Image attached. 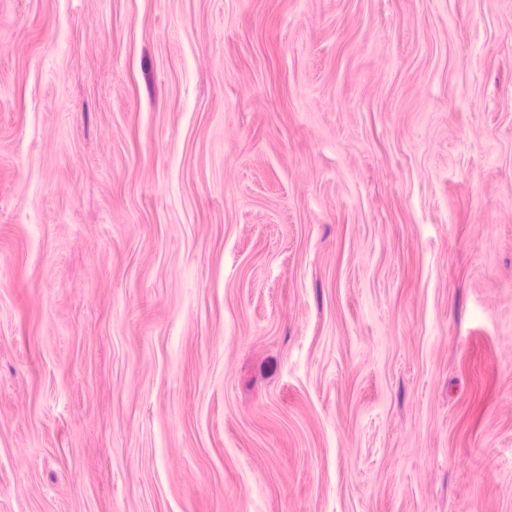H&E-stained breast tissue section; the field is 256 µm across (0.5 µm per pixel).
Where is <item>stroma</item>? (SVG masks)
Here are the masks:
<instances>
[{
    "mask_svg": "<svg viewBox=\"0 0 512 512\" xmlns=\"http://www.w3.org/2000/svg\"><path fill=\"white\" fill-rule=\"evenodd\" d=\"M0 512H512V0H0Z\"/></svg>",
    "mask_w": 512,
    "mask_h": 512,
    "instance_id": "obj_1",
    "label": "stroma"
}]
</instances>
